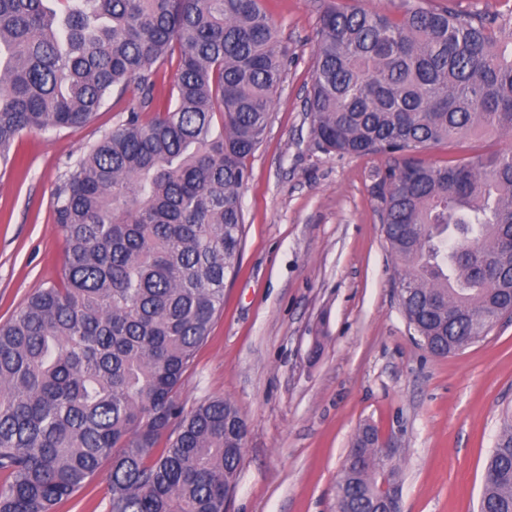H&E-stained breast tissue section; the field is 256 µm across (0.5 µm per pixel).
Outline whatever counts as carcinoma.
I'll return each mask as SVG.
<instances>
[{
	"instance_id": "cac0c4a2",
	"label": "carcinoma",
	"mask_w": 512,
	"mask_h": 512,
	"mask_svg": "<svg viewBox=\"0 0 512 512\" xmlns=\"http://www.w3.org/2000/svg\"><path fill=\"white\" fill-rule=\"evenodd\" d=\"M307 100L331 153L402 154L512 132V10L318 0ZM175 64L176 100L154 91ZM288 68L263 0H0V163L24 129L80 127L134 87L139 106L53 200L56 282L0 324V512H55L111 459L108 512H224L247 433L229 401L178 390L239 271L240 190ZM153 115L143 118V111ZM399 303L445 357L512 310V152L376 173ZM477 512H512V415ZM361 426L336 512H379L402 470Z\"/></svg>"
}]
</instances>
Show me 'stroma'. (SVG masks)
I'll list each match as a JSON object with an SVG mask.
<instances>
[{
    "mask_svg": "<svg viewBox=\"0 0 512 512\" xmlns=\"http://www.w3.org/2000/svg\"><path fill=\"white\" fill-rule=\"evenodd\" d=\"M290 65L240 192L239 274L178 392L192 409L221 397L248 426L225 512H335L336 484L364 423L392 438L402 512H477L486 459L512 408V320L437 358L413 337L376 199L402 157L328 153L306 97L318 45L312 0H269ZM139 102L112 94L84 126L24 131L0 165V322L57 280L65 257L53 199L68 171ZM512 150L511 135L414 152L441 165ZM109 464L57 512H105Z\"/></svg>",
    "mask_w": 512,
    "mask_h": 512,
    "instance_id": "35a3bbf8",
    "label": "stroma"
}]
</instances>
